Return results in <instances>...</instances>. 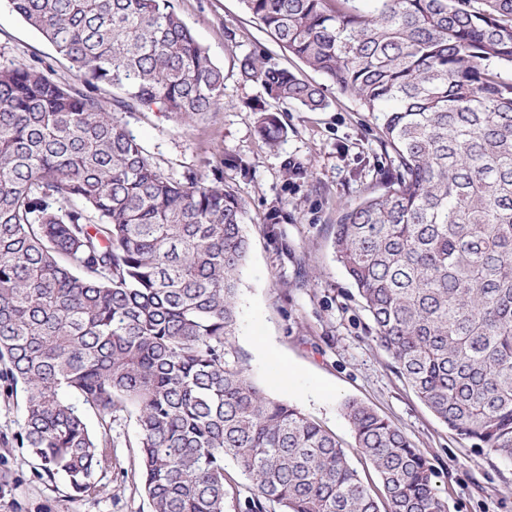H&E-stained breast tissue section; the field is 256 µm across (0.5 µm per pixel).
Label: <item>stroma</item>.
<instances>
[{
    "instance_id": "1",
    "label": "stroma",
    "mask_w": 512,
    "mask_h": 512,
    "mask_svg": "<svg viewBox=\"0 0 512 512\" xmlns=\"http://www.w3.org/2000/svg\"><path fill=\"white\" fill-rule=\"evenodd\" d=\"M212 59L224 68V95L205 118L126 112L120 119L166 176L224 184L242 198L249 254L238 294L235 348L251 379L270 396L299 407L351 446L341 406L356 400L406 434L436 473L449 512H512V459L453 434L397 374L373 339L372 322L337 263L332 241L339 212L379 190L391 159L380 143L377 113L331 89L327 107H288L286 132L268 146L257 132L261 86L244 81L247 53L315 82L305 68L245 13L241 0H172ZM24 62L72 80L66 60L8 6H0V67ZM249 162L248 171L236 159ZM284 219L266 224L272 207ZM282 238L287 251L277 249ZM112 466L102 480L111 495L72 498L63 481L40 479L24 449L0 446V512H152L140 487L137 429L123 413L112 424Z\"/></svg>"
}]
</instances>
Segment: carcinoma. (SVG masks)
Returning <instances> with one entry per match:
<instances>
[{
    "instance_id": "cac0c4a2",
    "label": "carcinoma",
    "mask_w": 512,
    "mask_h": 512,
    "mask_svg": "<svg viewBox=\"0 0 512 512\" xmlns=\"http://www.w3.org/2000/svg\"><path fill=\"white\" fill-rule=\"evenodd\" d=\"M70 64L0 68V387L39 475L99 495L112 421L134 414L153 512H448L408 437L348 401L354 448L269 396L234 347L246 207L217 176L177 182L117 114L212 111L224 69L171 0H5ZM325 83L254 53L241 78L277 112L334 87L382 115L394 169L345 206L333 249L404 381L448 429L512 458V0H241ZM116 90L112 111L97 91ZM93 412L104 432L92 431ZM225 469L229 476V483L226 485L228 494L225 502V510L226 512H238L236 498L240 497V499L243 500L245 496L249 495V482L240 475L235 465L230 460L225 462Z\"/></svg>"
}]
</instances>
